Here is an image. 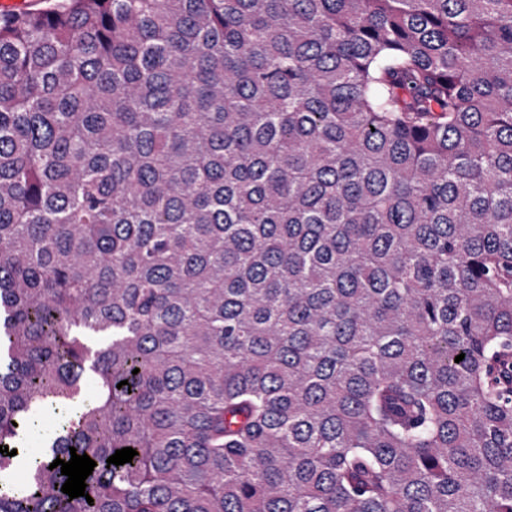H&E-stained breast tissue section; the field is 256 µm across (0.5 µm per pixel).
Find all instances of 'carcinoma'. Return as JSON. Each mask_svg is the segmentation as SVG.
I'll return each instance as SVG.
<instances>
[{"mask_svg":"<svg viewBox=\"0 0 512 512\" xmlns=\"http://www.w3.org/2000/svg\"><path fill=\"white\" fill-rule=\"evenodd\" d=\"M61 410L0 512H512V0L0 13V445Z\"/></svg>","mask_w":512,"mask_h":512,"instance_id":"obj_1","label":"carcinoma"}]
</instances>
